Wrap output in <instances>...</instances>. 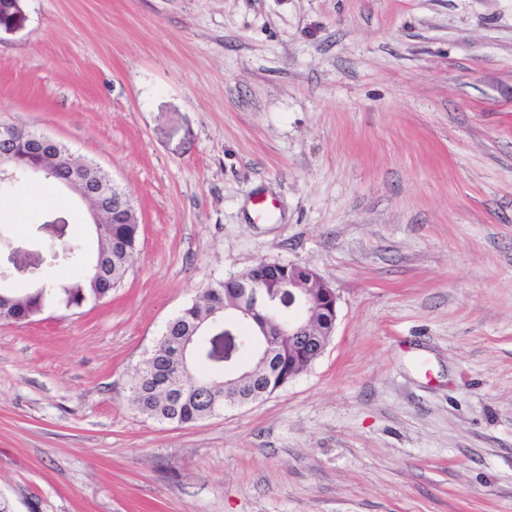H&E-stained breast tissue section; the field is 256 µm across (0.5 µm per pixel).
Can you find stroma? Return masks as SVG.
Segmentation results:
<instances>
[{"mask_svg":"<svg viewBox=\"0 0 512 512\" xmlns=\"http://www.w3.org/2000/svg\"><path fill=\"white\" fill-rule=\"evenodd\" d=\"M0 125L125 191L111 296L0 320V493L15 512H512V0H25ZM0 205L94 238L68 191ZM274 200L265 223L254 202ZM338 296L271 396L159 423L130 382L202 288L259 261Z\"/></svg>","mask_w":512,"mask_h":512,"instance_id":"obj_1","label":"stroma"}]
</instances>
